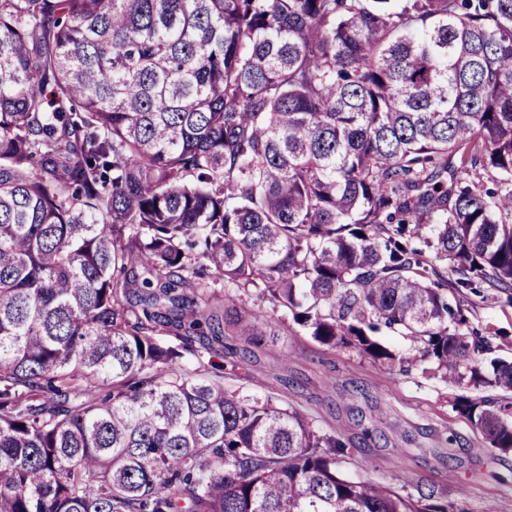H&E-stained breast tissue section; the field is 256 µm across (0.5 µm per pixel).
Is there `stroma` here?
Masks as SVG:
<instances>
[{
	"mask_svg": "<svg viewBox=\"0 0 512 512\" xmlns=\"http://www.w3.org/2000/svg\"><path fill=\"white\" fill-rule=\"evenodd\" d=\"M233 364L212 356L225 388L273 395L315 426L360 444L342 470L350 479L398 483L406 477L435 487L466 512H512V453L491 450L451 407L454 389L414 374L395 377L352 352L334 350L296 331L262 337Z\"/></svg>",
	"mask_w": 512,
	"mask_h": 512,
	"instance_id": "stroma-1",
	"label": "stroma"
}]
</instances>
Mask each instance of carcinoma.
Wrapping results in <instances>:
<instances>
[{
    "instance_id": "1",
    "label": "carcinoma",
    "mask_w": 512,
    "mask_h": 512,
    "mask_svg": "<svg viewBox=\"0 0 512 512\" xmlns=\"http://www.w3.org/2000/svg\"><path fill=\"white\" fill-rule=\"evenodd\" d=\"M250 289L512 451V0H0V512H466L183 367ZM492 290L485 292V298H474L473 321L476 324L506 331L512 340V306L494 298Z\"/></svg>"
}]
</instances>
